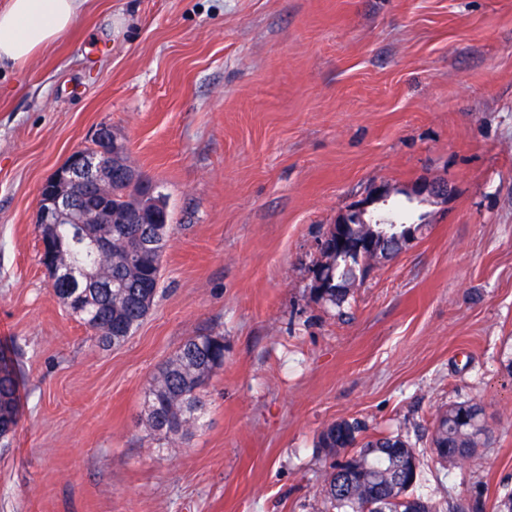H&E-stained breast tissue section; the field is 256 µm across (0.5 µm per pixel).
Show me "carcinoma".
Returning a JSON list of instances; mask_svg holds the SVG:
<instances>
[{
  "instance_id": "obj_1",
  "label": "carcinoma",
  "mask_w": 512,
  "mask_h": 512,
  "mask_svg": "<svg viewBox=\"0 0 512 512\" xmlns=\"http://www.w3.org/2000/svg\"><path fill=\"white\" fill-rule=\"evenodd\" d=\"M120 171L112 188V209L122 212L143 202L144 183L122 174L127 168L126 150L116 155ZM161 224L112 225V253H100L91 238L75 224H58L53 230L57 245L68 264L88 274L107 271L104 281L85 280L78 288L60 275L52 284L57 297L69 305L103 346L124 343L148 315L158 294L163 256L173 234L170 213L160 211ZM383 247L391 255L399 253L394 240L400 229L390 224L376 225ZM326 287L321 299L339 304L347 291L336 287V279L353 273L356 259L326 255ZM224 365V337L190 336L179 346L154 376L145 391L144 405L149 428L156 435L176 442L198 421L205 406V388L217 369ZM18 373L10 359L0 353V439L8 437L17 424ZM488 437L483 410L476 404L459 403L439 416L432 444L441 448L439 463L453 469L471 457L481 440ZM415 455L400 435L378 434L362 442V451L353 459L358 473L352 481L342 477V463L331 466L322 488L333 512H440L432 500L410 499L407 488L422 479V465L407 466Z\"/></svg>"
}]
</instances>
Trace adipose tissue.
I'll return each mask as SVG.
<instances>
[{"label": "adipose tissue", "instance_id": "ef3b65f1", "mask_svg": "<svg viewBox=\"0 0 512 512\" xmlns=\"http://www.w3.org/2000/svg\"><path fill=\"white\" fill-rule=\"evenodd\" d=\"M85 0H8L0 9V64L24 66L69 30Z\"/></svg>", "mask_w": 512, "mask_h": 512}]
</instances>
